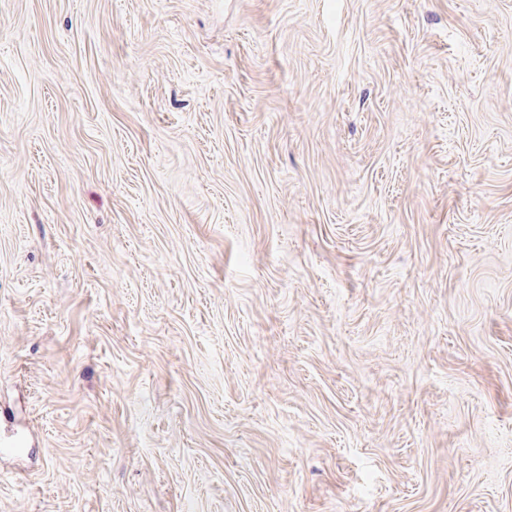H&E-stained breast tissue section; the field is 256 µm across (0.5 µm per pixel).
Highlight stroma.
I'll return each mask as SVG.
<instances>
[{
    "label": "stroma",
    "mask_w": 512,
    "mask_h": 512,
    "mask_svg": "<svg viewBox=\"0 0 512 512\" xmlns=\"http://www.w3.org/2000/svg\"><path fill=\"white\" fill-rule=\"evenodd\" d=\"M0 512H512V0H0Z\"/></svg>",
    "instance_id": "stroma-1"
}]
</instances>
